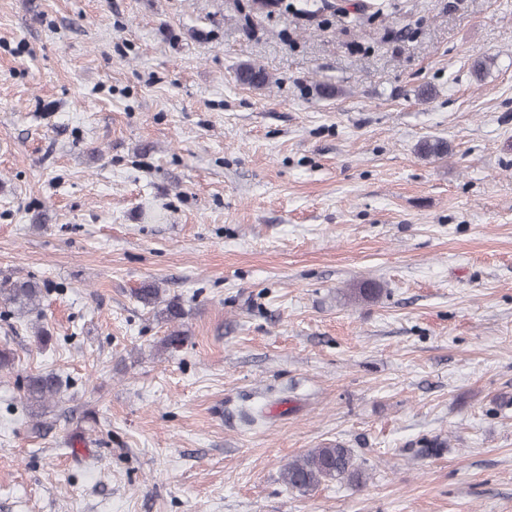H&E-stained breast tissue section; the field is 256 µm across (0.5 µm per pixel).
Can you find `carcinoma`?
<instances>
[{"label": "carcinoma", "instance_id": "obj_1", "mask_svg": "<svg viewBox=\"0 0 512 512\" xmlns=\"http://www.w3.org/2000/svg\"><path fill=\"white\" fill-rule=\"evenodd\" d=\"M238 80L252 87L267 84L262 69L245 63L237 69ZM42 290L39 283L30 278L5 277L0 280V303L7 305L19 315L40 311ZM60 392V383L51 373L27 377L25 397L30 406L46 407ZM364 476L354 450L341 443L311 448L291 459L283 468L282 481L291 490L308 493L321 484L333 480H347L361 484Z\"/></svg>", "mask_w": 512, "mask_h": 512}]
</instances>
